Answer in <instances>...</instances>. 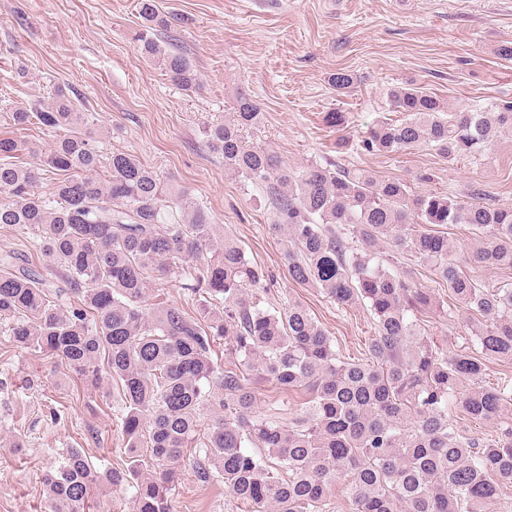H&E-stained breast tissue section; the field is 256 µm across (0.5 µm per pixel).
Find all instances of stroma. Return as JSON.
I'll list each match as a JSON object with an SVG mask.
<instances>
[{"mask_svg":"<svg viewBox=\"0 0 512 512\" xmlns=\"http://www.w3.org/2000/svg\"><path fill=\"white\" fill-rule=\"evenodd\" d=\"M137 0H0V137L41 151L50 134L14 125L18 107L68 92L95 119L86 132L109 155L124 152L174 176L231 233L247 258L269 276L266 307L303 303L336 343L340 356L364 357L374 326L365 306L342 307L321 290L289 281L281 244L269 234L268 188L224 172L205 126L223 120L238 94L263 113L257 136L296 169L311 163L359 167L379 177L435 176L434 189L512 205V134L491 150L450 161L435 152L386 156L361 148L376 121L392 117L391 87L414 81L449 107L512 101V0H157L184 22L165 42L187 54L203 82L193 93L174 85L137 52ZM351 74L344 90L337 70ZM346 113L343 131L325 113ZM427 314L429 330L448 349L466 344V314L451 298ZM0 512H48L43 477L68 448L82 449L99 469L121 467L126 442L111 385L83 384L60 360L14 345L0 321ZM172 512H249L223 483L199 482L186 463L169 496Z\"/></svg>","mask_w":512,"mask_h":512,"instance_id":"1","label":"stroma"}]
</instances>
